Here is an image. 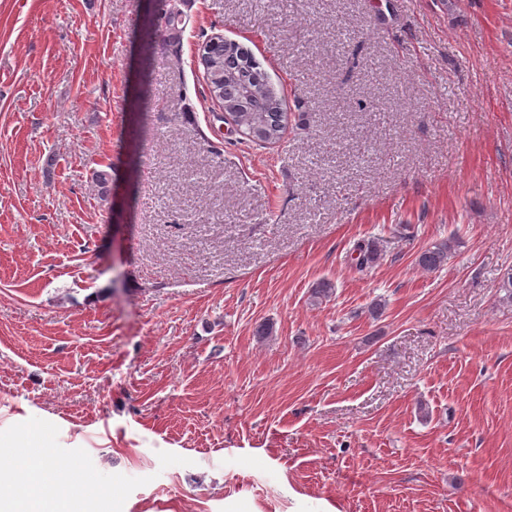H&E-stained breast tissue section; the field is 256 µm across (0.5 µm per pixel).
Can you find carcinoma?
Here are the masks:
<instances>
[{
    "label": "carcinoma",
    "mask_w": 512,
    "mask_h": 512,
    "mask_svg": "<svg viewBox=\"0 0 512 512\" xmlns=\"http://www.w3.org/2000/svg\"><path fill=\"white\" fill-rule=\"evenodd\" d=\"M204 71L209 91L224 104V112L253 141L276 143L286 128L283 99L252 53L235 41L209 38L202 43ZM453 248V238L421 251L418 265L428 271L443 267ZM355 267L363 272L383 259L379 243L359 239L350 248Z\"/></svg>",
    "instance_id": "cac0c4a2"
}]
</instances>
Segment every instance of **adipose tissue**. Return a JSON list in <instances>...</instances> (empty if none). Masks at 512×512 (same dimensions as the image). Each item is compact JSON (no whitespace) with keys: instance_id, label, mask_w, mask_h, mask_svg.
I'll list each match as a JSON object with an SVG mask.
<instances>
[{"instance_id":"adipose-tissue-1","label":"adipose tissue","mask_w":512,"mask_h":512,"mask_svg":"<svg viewBox=\"0 0 512 512\" xmlns=\"http://www.w3.org/2000/svg\"><path fill=\"white\" fill-rule=\"evenodd\" d=\"M26 469L27 481L15 492L10 512H65L67 500L81 491L76 473L61 472L51 461H31Z\"/></svg>"}]
</instances>
